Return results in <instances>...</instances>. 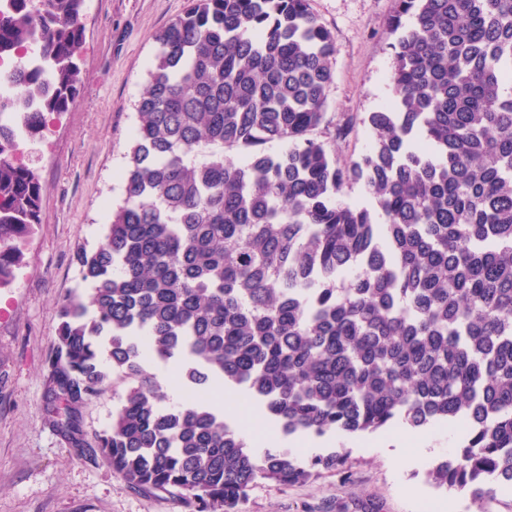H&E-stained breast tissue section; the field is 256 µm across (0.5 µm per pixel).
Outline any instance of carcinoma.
Masks as SVG:
<instances>
[{"label": "carcinoma", "mask_w": 512, "mask_h": 512, "mask_svg": "<svg viewBox=\"0 0 512 512\" xmlns=\"http://www.w3.org/2000/svg\"><path fill=\"white\" fill-rule=\"evenodd\" d=\"M84 2L0 11V63L37 58L0 87L30 141L74 97ZM394 4V97L349 162L325 124L335 38L309 0H188L155 36L123 203L76 253L89 298L61 304L47 360L61 435L131 488L235 512L258 479L343 463L256 455L210 403L214 379L286 435L461 420L428 481L481 504L512 485V0ZM16 151L0 125V288L42 223ZM355 185L372 206L337 201ZM146 355L180 364L185 404H165ZM111 368L133 386L89 444L79 411Z\"/></svg>", "instance_id": "cac0c4a2"}]
</instances>
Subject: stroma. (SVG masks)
I'll return each instance as SVG.
<instances>
[{
	"label": "stroma",
	"instance_id": "35a3bbf8",
	"mask_svg": "<svg viewBox=\"0 0 512 512\" xmlns=\"http://www.w3.org/2000/svg\"><path fill=\"white\" fill-rule=\"evenodd\" d=\"M186 0H85V40L77 53V93L59 127L27 145L25 158L42 183V222L25 263L0 288V512H191L169 494L142 492L99 459L69 448L58 432L57 405L46 400V359L57 338L61 303L81 288L74 254L104 236L108 208L122 204L127 156L138 124L137 102L148 79L155 35L182 14ZM335 36L334 80L326 117L341 126L340 159L369 148L367 113L390 102L393 0H310ZM131 385L110 372L105 390L81 409L87 442L108 430ZM225 421L256 453L285 451L305 464L343 454L346 465L288 485L257 480L236 512H424L450 504L479 512L464 493L434 489L427 464L409 454L402 423L373 434L286 437L279 422L252 425L245 389L211 385Z\"/></svg>",
	"mask_w": 512,
	"mask_h": 512
}]
</instances>
